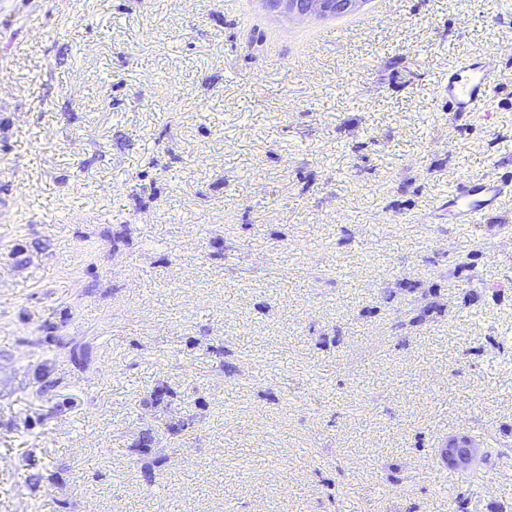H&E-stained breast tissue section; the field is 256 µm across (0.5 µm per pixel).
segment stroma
I'll list each match as a JSON object with an SVG mask.
<instances>
[{"label": "stroma", "mask_w": 512, "mask_h": 512, "mask_svg": "<svg viewBox=\"0 0 512 512\" xmlns=\"http://www.w3.org/2000/svg\"><path fill=\"white\" fill-rule=\"evenodd\" d=\"M496 61L491 121L449 71ZM512 0H0V512H512ZM273 13L295 17L337 16L354 11L363 0H264ZM511 193L509 176L492 180L464 176L448 192V221L474 224L481 214L493 209L501 197Z\"/></svg>", "instance_id": "1"}]
</instances>
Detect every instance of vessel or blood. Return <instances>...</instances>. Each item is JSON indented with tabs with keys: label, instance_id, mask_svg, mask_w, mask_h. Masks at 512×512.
I'll use <instances>...</instances> for the list:
<instances>
[{
	"label": "vessel or blood",
	"instance_id": "b4317fda",
	"mask_svg": "<svg viewBox=\"0 0 512 512\" xmlns=\"http://www.w3.org/2000/svg\"><path fill=\"white\" fill-rule=\"evenodd\" d=\"M491 61L461 67L448 79V108L453 112L484 111L492 95L489 79ZM512 194V178L487 180L466 176L448 193V221L452 224H472L498 200Z\"/></svg>",
	"mask_w": 512,
	"mask_h": 512
}]
</instances>
